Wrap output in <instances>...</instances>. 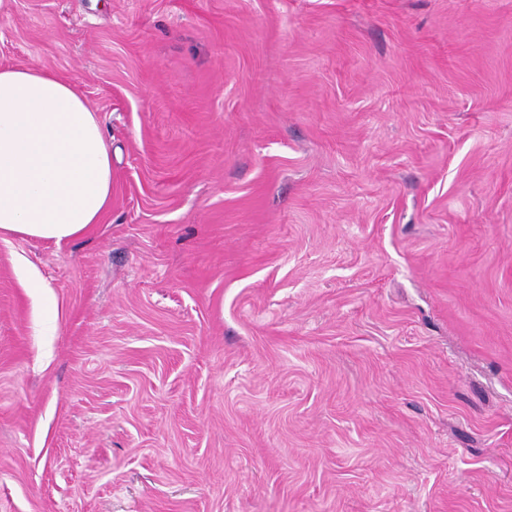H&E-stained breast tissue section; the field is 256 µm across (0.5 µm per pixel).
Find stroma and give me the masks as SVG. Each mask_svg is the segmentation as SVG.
Returning a JSON list of instances; mask_svg holds the SVG:
<instances>
[{
    "mask_svg": "<svg viewBox=\"0 0 512 512\" xmlns=\"http://www.w3.org/2000/svg\"><path fill=\"white\" fill-rule=\"evenodd\" d=\"M112 205L0 237V512H512V0H0Z\"/></svg>",
    "mask_w": 512,
    "mask_h": 512,
    "instance_id": "obj_1",
    "label": "stroma"
}]
</instances>
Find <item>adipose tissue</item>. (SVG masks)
I'll list each match as a JSON object with an SVG mask.
<instances>
[{"instance_id": "1", "label": "adipose tissue", "mask_w": 512, "mask_h": 512, "mask_svg": "<svg viewBox=\"0 0 512 512\" xmlns=\"http://www.w3.org/2000/svg\"><path fill=\"white\" fill-rule=\"evenodd\" d=\"M112 203V150L68 81L0 64V236L60 244Z\"/></svg>"}]
</instances>
